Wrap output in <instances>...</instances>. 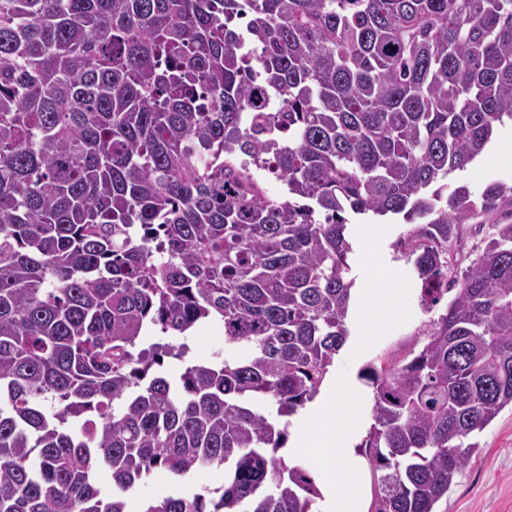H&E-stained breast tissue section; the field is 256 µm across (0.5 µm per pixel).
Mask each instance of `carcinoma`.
<instances>
[{
    "label": "carcinoma",
    "mask_w": 512,
    "mask_h": 512,
    "mask_svg": "<svg viewBox=\"0 0 512 512\" xmlns=\"http://www.w3.org/2000/svg\"><path fill=\"white\" fill-rule=\"evenodd\" d=\"M507 120L512 0H0V512H128L154 470L213 466L218 499L141 512H310L272 415L345 344L350 213L422 221L420 305L456 290L367 375L375 512H437L512 407V222L448 279L512 184L445 183ZM203 321L224 360L154 370L176 346L146 334ZM506 221L512 222V217L508 210L499 211L496 214L483 216L470 220L466 224H461L458 230V241L453 244V260L452 266L448 270V279H452L458 272L468 268L478 258L485 246L490 224Z\"/></svg>",
    "instance_id": "1"
}]
</instances>
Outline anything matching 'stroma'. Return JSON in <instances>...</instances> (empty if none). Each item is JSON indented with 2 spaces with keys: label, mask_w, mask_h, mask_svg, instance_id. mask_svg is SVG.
Segmentation results:
<instances>
[{
  "label": "stroma",
  "mask_w": 512,
  "mask_h": 512,
  "mask_svg": "<svg viewBox=\"0 0 512 512\" xmlns=\"http://www.w3.org/2000/svg\"><path fill=\"white\" fill-rule=\"evenodd\" d=\"M451 180L468 184L476 195L481 194L489 182L499 180L511 183L512 124L498 127L483 154L464 171L453 174ZM509 220H512V212L504 210L460 225L458 241L453 245L450 275H457L478 258L485 246L490 224ZM371 223H387L391 226L381 245L382 257L387 266L410 275L413 271L407 252L400 247L401 241L412 230L411 225L405 224L402 217L351 216L347 238L353 250L348 255V262L352 267L355 284L346 319L348 344L337 354L329 374L335 377L339 373H346L354 389L368 395L372 394L373 389L365 377L367 368L409 360L421 350L433 320L445 310L441 304L433 311L424 310L419 304L421 283L413 279L410 292L411 320L383 337L370 350L356 357L351 356L349 345L358 338L357 312L364 286V278L359 269L360 242L356 229L358 225ZM180 342L185 346L183 359L168 357L162 366L163 371L171 376L178 374L185 365L208 362L214 353L223 351L224 331L219 323L205 322L182 336ZM478 441V453L457 476L440 505L441 512H512V409L504 408L479 435ZM177 484L188 491L218 490L224 486V470L212 467L204 479L194 481L186 477L178 482L173 481L167 471H153L128 495V512H139L144 500L165 496Z\"/></svg>",
  "instance_id": "35a3bbf8"
}]
</instances>
